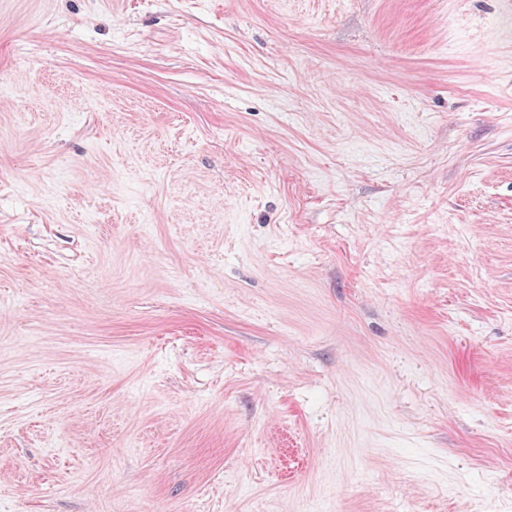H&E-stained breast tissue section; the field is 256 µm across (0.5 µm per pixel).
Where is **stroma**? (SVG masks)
<instances>
[{"label":"stroma","mask_w":512,"mask_h":512,"mask_svg":"<svg viewBox=\"0 0 512 512\" xmlns=\"http://www.w3.org/2000/svg\"><path fill=\"white\" fill-rule=\"evenodd\" d=\"M0 512H512L504 0H0Z\"/></svg>","instance_id":"obj_1"}]
</instances>
